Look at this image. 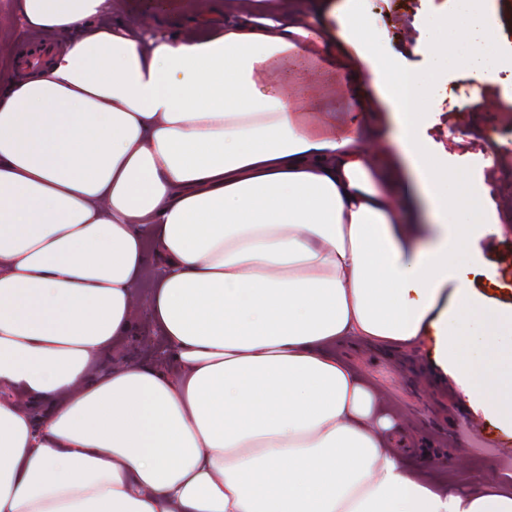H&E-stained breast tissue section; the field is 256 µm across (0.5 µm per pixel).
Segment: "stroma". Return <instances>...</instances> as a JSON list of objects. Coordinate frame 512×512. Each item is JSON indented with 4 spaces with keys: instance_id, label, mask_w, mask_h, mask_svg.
Returning a JSON list of instances; mask_svg holds the SVG:
<instances>
[{
    "instance_id": "35a3bbf8",
    "label": "stroma",
    "mask_w": 512,
    "mask_h": 512,
    "mask_svg": "<svg viewBox=\"0 0 512 512\" xmlns=\"http://www.w3.org/2000/svg\"><path fill=\"white\" fill-rule=\"evenodd\" d=\"M154 0H123L115 17L133 29H141L146 14H153L154 28L170 34L198 31L224 22V0H210L206 18L189 11L187 0H166L167 6L154 10ZM455 0H369L365 8L369 24L386 28L390 50L402 56L415 70L428 71L429 56L421 54L417 36H430L438 13L450 11ZM16 0H0V74L15 77L26 51L25 30L15 8ZM448 86L465 95L477 94L491 111L451 107L449 99L429 103L436 121L425 130L434 154L444 157L461 176V209L483 217H499L500 237L480 242L465 240L464 250L479 248L494 272V280L512 287V215L506 204L512 201V97L502 86L512 80L508 73L475 83L460 68L449 71ZM375 110L373 137L386 153L390 167L400 180L411 176L409 164L396 143L394 118L387 100L370 92ZM497 137L503 164L488 166V137ZM138 326L126 342L112 351L109 362L120 368L137 362L154 365L162 340L152 326L146 306H138ZM341 354L372 384L380 401L392 408L404 429L414 431L424 443V456L408 459L410 468L424 472L446 487L474 488L489 481L512 482V447L480 448L474 439L457 432L455 416L467 407L451 377L433 360L432 344L403 350H378L367 345L342 348Z\"/></svg>"
}]
</instances>
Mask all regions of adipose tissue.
<instances>
[{
    "instance_id": "ef3b65f1",
    "label": "adipose tissue",
    "mask_w": 512,
    "mask_h": 512,
    "mask_svg": "<svg viewBox=\"0 0 512 512\" xmlns=\"http://www.w3.org/2000/svg\"><path fill=\"white\" fill-rule=\"evenodd\" d=\"M432 73L392 65L388 34L344 0L375 89L395 86L398 140L434 220L402 222L398 181L361 109L315 120L361 84L322 29L266 27L226 0L206 36L102 24L117 0H19L43 63L0 78V512H512V483L442 491L408 471L404 431L337 357L366 339H435L474 412L512 434V303L461 258L459 174L421 130L465 67L512 54L482 0H457ZM322 61L321 93L296 79ZM177 373L109 365L134 331L138 284Z\"/></svg>"
}]
</instances>
